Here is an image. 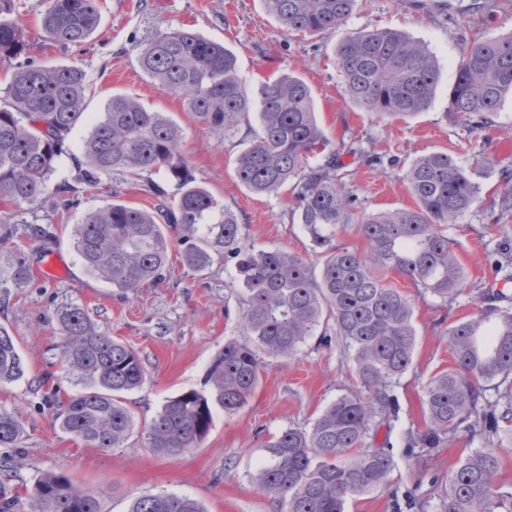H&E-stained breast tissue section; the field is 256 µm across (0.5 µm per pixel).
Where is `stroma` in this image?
Instances as JSON below:
<instances>
[{"label": "stroma", "mask_w": 512, "mask_h": 512, "mask_svg": "<svg viewBox=\"0 0 512 512\" xmlns=\"http://www.w3.org/2000/svg\"><path fill=\"white\" fill-rule=\"evenodd\" d=\"M449 11L415 6L414 0H361L343 31L396 29L424 42L436 57L440 80L429 108L407 120H384L350 101L341 87L335 50L338 36L288 35L268 15L261 0H100L101 20L81 48L62 49L47 41L37 20L48 0H20L18 22L26 26L29 54L46 66L77 65L87 73L88 112L98 115L115 94L136 97L145 107L166 113L184 130L183 149L194 179L223 205L231 208L258 249H281L318 261L303 225L292 221L288 192L256 195L236 175L242 151L237 141L218 142L186 112L181 101L161 92L141 69L139 54L160 26L187 27L224 43L239 65L248 91L284 74L301 77L311 88L317 118L331 139L345 138L356 148L382 156L368 168L351 165L344 180L367 210L411 206L413 200L401 162L444 151L453 155L482 189V201L449 235L466 269V288L454 300L441 303L404 275L392 283L414 303L417 345L413 364L395 387L399 420L391 435L395 467L387 485L349 500L346 512H393L394 494L436 496L432 476H443L469 447L457 441L436 448L424 460L406 457L399 445L402 434L417 428L422 418L423 388L437 372L452 365L444 338L448 326L467 320L476 311L475 298L488 286L512 295V280L496 274L493 259L501 243L512 244V223L497 222L492 196L502 186L500 172L512 169V96H506L493 127L470 131L448 110L462 40L492 39L512 31V7L470 21L471 0H449ZM120 198L128 204L152 207L153 196L141 183L108 176L103 190L84 198L66 221L44 201L26 205L14 222L53 225L55 239L49 258L61 265L58 277L42 274L37 243L23 241L12 261L31 264L33 276L21 288L0 290V324L15 337L28 366L25 379L0 384V410L17 412L25 429L21 449L0 448V493L13 495L32 488L43 474L65 467L81 486L92 492L102 512H127L131 501L145 493H175L198 500L206 512H280L281 507L249 480L262 459L271 435L289 427H310L337 396L355 388L353 362L339 344L324 347L308 341L288 362L265 359L260 384L237 414L213 409L211 430L198 448L179 456H162L146 448L140 436L128 447L89 448L58 426L47 401L54 389L72 392L70 383H57L63 334L57 308L73 305L85 310L102 332L133 346L146 371L142 388L127 396L139 422H150L165 399L187 390H203L212 358L225 341L239 337L233 315L238 303L231 288L235 269L215 258L204 272L183 267L179 251L170 255L163 282L123 298L118 289L87 272L71 244V230L85 212Z\"/></svg>", "instance_id": "1"}]
</instances>
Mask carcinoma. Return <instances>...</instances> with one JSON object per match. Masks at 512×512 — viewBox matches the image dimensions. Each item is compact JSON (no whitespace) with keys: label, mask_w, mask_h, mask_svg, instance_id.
Returning <instances> with one entry per match:
<instances>
[{"label":"carcinoma","mask_w":512,"mask_h":512,"mask_svg":"<svg viewBox=\"0 0 512 512\" xmlns=\"http://www.w3.org/2000/svg\"><path fill=\"white\" fill-rule=\"evenodd\" d=\"M291 35L332 34L358 0H261ZM15 0H0V63L12 67L0 103V197L16 210L50 199L60 217L78 209L82 196L101 189L102 178L144 181L159 199L153 210L115 200L85 213L72 230L73 247L86 270L125 294L165 279L172 247L181 261L201 272L214 257L234 262L233 287L241 296L242 338L224 343L207 369L209 390L169 398L143 426L146 447L179 455L201 446L213 424L212 404L238 413L256 392L260 355L288 361L314 335L328 330L349 353L359 389L336 397L308 429L289 427L263 445L264 459L250 481L273 497L281 512H345L349 500L379 490L394 468L388 440L400 404L395 384L410 369L417 344L414 306L392 285L396 271L446 304L463 290L466 273L448 227L479 203L480 185L446 152H430L409 164L398 158L415 206L368 211L342 180L341 156L363 165L382 157L332 142L318 122L309 86L286 75L248 92L238 77L236 55L224 44L185 28L154 32L138 62L160 90L179 98L186 111L220 140L246 127L251 140L237 158L240 182L257 194L289 189L291 216L304 225L322 265L284 250L256 249L246 241L236 215L188 170L183 131L169 116L130 95L115 94L84 139L71 149L74 129L87 120V76L76 65L44 66L27 56L24 28L11 18ZM97 0H51L39 25L62 48L78 47L97 29ZM339 76L348 98L382 119H400L427 109L440 77L428 46L399 31L360 30L337 47ZM512 93V31L465 45L449 92L448 111L471 129L494 123ZM258 128H253L251 115ZM73 162L74 187L50 184L63 160ZM164 172L176 193L150 179ZM493 198L498 221H512V175ZM13 214L0 215V252L22 239L49 242L39 225L18 235ZM353 231L364 252L336 244ZM474 317L446 329L453 367L424 387L422 425L403 437L404 447L447 448L465 439L476 444L448 473L436 512H512V491L499 481L500 447L512 445V298L486 289ZM64 343L62 379L76 391L53 403L65 433L91 448H123L137 421L124 395L141 388L146 373L139 353L98 330L79 307L57 312ZM27 365L13 335L0 324V383L25 378ZM24 426L16 412L0 411V447L18 448ZM429 512L430 501L408 494L402 508ZM101 512L99 500L63 468L41 476L26 497L1 496L0 512ZM128 512H205L192 498L143 494Z\"/></svg>","instance_id":"carcinoma-1"}]
</instances>
